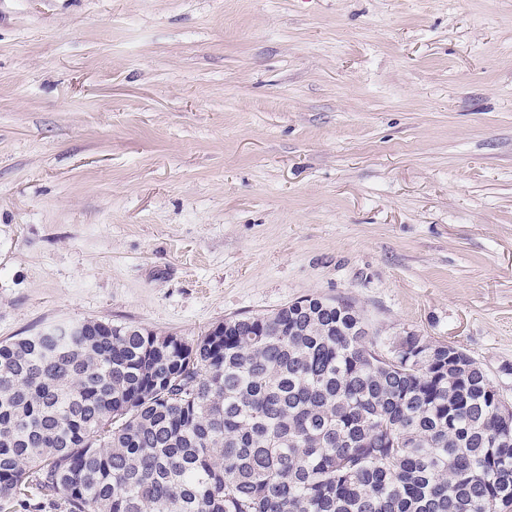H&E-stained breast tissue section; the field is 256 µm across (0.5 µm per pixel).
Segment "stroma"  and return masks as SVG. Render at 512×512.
Returning a JSON list of instances; mask_svg holds the SVG:
<instances>
[{"label":"stroma","instance_id":"35a3bbf8","mask_svg":"<svg viewBox=\"0 0 512 512\" xmlns=\"http://www.w3.org/2000/svg\"><path fill=\"white\" fill-rule=\"evenodd\" d=\"M304 296L512 401V0H0V341Z\"/></svg>","mask_w":512,"mask_h":512}]
</instances>
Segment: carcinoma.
Masks as SVG:
<instances>
[{"mask_svg": "<svg viewBox=\"0 0 512 512\" xmlns=\"http://www.w3.org/2000/svg\"><path fill=\"white\" fill-rule=\"evenodd\" d=\"M303 297L185 341L99 320L0 342V503L31 512H502L512 421L462 348Z\"/></svg>", "mask_w": 512, "mask_h": 512, "instance_id": "carcinoma-1", "label": "carcinoma"}]
</instances>
